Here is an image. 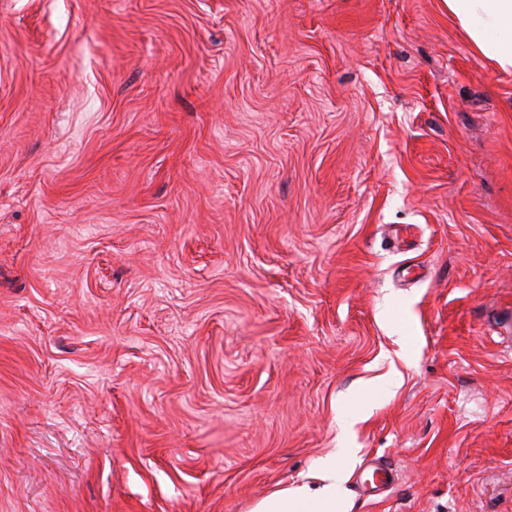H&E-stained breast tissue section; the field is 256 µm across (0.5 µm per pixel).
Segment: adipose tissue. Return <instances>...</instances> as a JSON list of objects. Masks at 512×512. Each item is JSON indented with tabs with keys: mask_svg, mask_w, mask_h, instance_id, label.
<instances>
[{
	"mask_svg": "<svg viewBox=\"0 0 512 512\" xmlns=\"http://www.w3.org/2000/svg\"><path fill=\"white\" fill-rule=\"evenodd\" d=\"M444 4L481 54L501 70H512V0H444ZM319 477L320 487L277 490L259 501L253 512H349L341 493L345 468L327 459Z\"/></svg>",
	"mask_w": 512,
	"mask_h": 512,
	"instance_id": "adipose-tissue-1",
	"label": "adipose tissue"
}]
</instances>
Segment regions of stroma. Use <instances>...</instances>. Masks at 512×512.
Listing matches in <instances>:
<instances>
[{"label":"stroma","instance_id":"1","mask_svg":"<svg viewBox=\"0 0 512 512\" xmlns=\"http://www.w3.org/2000/svg\"><path fill=\"white\" fill-rule=\"evenodd\" d=\"M330 454L512 512V71L442 0H0V512Z\"/></svg>","mask_w":512,"mask_h":512}]
</instances>
